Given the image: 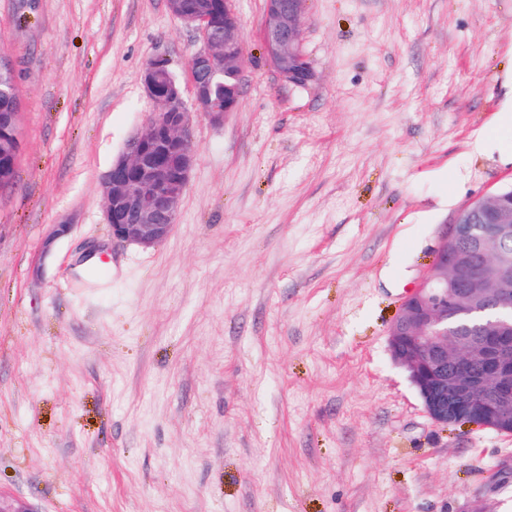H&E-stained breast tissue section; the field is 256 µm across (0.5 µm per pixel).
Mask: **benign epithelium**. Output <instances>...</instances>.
<instances>
[{
	"mask_svg": "<svg viewBox=\"0 0 512 512\" xmlns=\"http://www.w3.org/2000/svg\"><path fill=\"white\" fill-rule=\"evenodd\" d=\"M167 7L201 36L188 63L192 103L166 65L149 63L142 87L157 110L101 183L111 238L146 248L165 242L175 227L197 161L187 137L193 118L223 122L242 93L237 84L220 96L211 82L218 71L241 75L244 44L231 0H224L220 35L205 8L190 11L181 0H167ZM303 11L304 0H265L262 24L265 53L300 87L312 78L301 40ZM0 131L22 152V113L0 118ZM387 339L393 362L436 425L512 434V186L472 202L443 225L428 271L404 298Z\"/></svg>",
	"mask_w": 512,
	"mask_h": 512,
	"instance_id": "1",
	"label": "benign epithelium"
}]
</instances>
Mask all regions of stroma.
<instances>
[{
    "instance_id": "35a3bbf8",
    "label": "stroma",
    "mask_w": 512,
    "mask_h": 512,
    "mask_svg": "<svg viewBox=\"0 0 512 512\" xmlns=\"http://www.w3.org/2000/svg\"><path fill=\"white\" fill-rule=\"evenodd\" d=\"M233 7L241 104L194 118L175 228L144 248L112 242L100 182L155 110L145 66L185 77L198 32L166 0H0L24 132L0 190V493L512 512V435L435 425L387 344L442 226L512 184L473 149L512 91V0H307L303 87L263 52L264 0Z\"/></svg>"
}]
</instances>
